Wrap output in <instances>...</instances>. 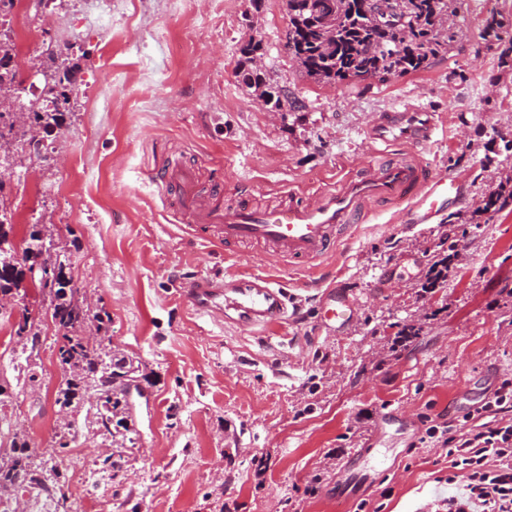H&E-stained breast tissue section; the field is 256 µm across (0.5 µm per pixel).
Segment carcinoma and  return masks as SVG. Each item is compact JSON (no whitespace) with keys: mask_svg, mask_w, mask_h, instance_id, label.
<instances>
[{"mask_svg":"<svg viewBox=\"0 0 512 512\" xmlns=\"http://www.w3.org/2000/svg\"><path fill=\"white\" fill-rule=\"evenodd\" d=\"M288 6V55L299 69L318 83L334 84L346 80L364 81L390 75L415 72L427 67L431 58L455 38V32L444 27V15L450 0H393L396 16L377 22L375 0H334L329 16L304 14L296 0H286ZM482 36L488 43L508 44L499 53V63L512 68V24L492 16L486 20ZM14 43L0 38V94L19 89L17 72L11 65ZM59 63L44 73L40 97L43 106L26 108V126H15V114L0 112V141H10L17 131L30 135L28 144L39 145L40 130L61 125L70 111V93L64 82L69 69L64 52L51 54ZM248 88L261 90L270 109L288 111V95L284 89L265 81L261 71L252 68L242 74ZM52 266V280H36L34 287L51 296V320L60 333L57 362L64 383L57 390L55 404L59 412L68 413L79 403L81 391L90 383L100 392L103 411L111 417L124 413L128 406L125 384L136 372L133 361L112 352L111 338L101 336L89 345L83 337L86 317L74 297L71 276L66 272L68 260L47 258ZM26 267L22 264L0 273V296L24 287ZM117 423L124 424L117 418ZM27 443L13 445L15 455L4 463L0 453V487L37 485L50 492L42 474L26 462Z\"/></svg>","mask_w":512,"mask_h":512,"instance_id":"obj_1","label":"carcinoma"}]
</instances>
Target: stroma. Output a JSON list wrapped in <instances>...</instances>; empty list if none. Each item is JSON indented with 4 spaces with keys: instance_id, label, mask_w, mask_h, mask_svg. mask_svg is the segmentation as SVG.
Wrapping results in <instances>:
<instances>
[{
    "instance_id": "35a3bbf8",
    "label": "stroma",
    "mask_w": 512,
    "mask_h": 512,
    "mask_svg": "<svg viewBox=\"0 0 512 512\" xmlns=\"http://www.w3.org/2000/svg\"><path fill=\"white\" fill-rule=\"evenodd\" d=\"M451 8L459 33L424 70L334 85L305 78L289 56L286 0L12 8L9 34L25 37L15 55L21 103L41 83L34 63L66 47L78 96L62 129L45 136V155L20 150L0 168V207L13 216L15 246L45 225L76 288L109 313L112 348L138 365L147 393L127 415L135 446H116L93 389L62 429L48 295L23 288L16 299L35 343L19 341L15 314L0 311V448L25 437L33 467L59 472V512L77 498L90 512H446L456 488L428 430L472 429L471 407L512 379V197L497 212L477 210L490 192L512 194V69L481 37L489 15L512 20V0ZM252 38L263 42L267 79L297 111L271 113L239 81L238 49ZM406 103L443 113V130L417 153L463 186L428 223L401 222L395 204L372 207L337 255L308 270L262 245L225 251L170 207L176 191L163 178L177 166L227 207L243 197L273 207L290 188L312 202L320 187L384 158L366 130ZM452 240L444 287L424 290ZM239 271L275 279L299 318L258 333L187 306L186 277ZM338 277L359 306L334 335L320 323L318 285ZM406 324L418 335L393 348ZM367 436L370 453L351 461ZM115 448L116 470L102 464Z\"/></svg>"
}]
</instances>
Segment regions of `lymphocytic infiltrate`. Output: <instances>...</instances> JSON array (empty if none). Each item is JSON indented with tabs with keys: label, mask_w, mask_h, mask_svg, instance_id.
Returning a JSON list of instances; mask_svg holds the SVG:
<instances>
[{
	"label": "lymphocytic infiltrate",
	"mask_w": 512,
	"mask_h": 512,
	"mask_svg": "<svg viewBox=\"0 0 512 512\" xmlns=\"http://www.w3.org/2000/svg\"><path fill=\"white\" fill-rule=\"evenodd\" d=\"M468 432L443 438L451 472L461 495L448 500V512H512V382L504 381L491 400L476 410Z\"/></svg>",
	"instance_id": "1"
}]
</instances>
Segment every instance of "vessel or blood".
<instances>
[{"mask_svg":"<svg viewBox=\"0 0 512 512\" xmlns=\"http://www.w3.org/2000/svg\"><path fill=\"white\" fill-rule=\"evenodd\" d=\"M442 124L441 113L406 104L379 113L367 134L376 146L416 147L432 141ZM169 179L177 187L178 211L197 235L218 234L228 246L262 243L289 261L308 264L325 262L337 254L341 235L364 220L373 202L402 205L407 221L422 224L460 197L456 178L404 158L346 175L325 187L315 203L291 201L271 210L244 199L230 208L206 204L199 181L189 169L171 171ZM183 296L198 316L221 317L226 323L254 330L271 329L288 317L284 289L252 272L192 277ZM357 306V298L345 287H331L320 305L324 328L349 326Z\"/></svg>","mask_w":512,"mask_h":512,"instance_id":"1","label":"vessel or blood"}]
</instances>
